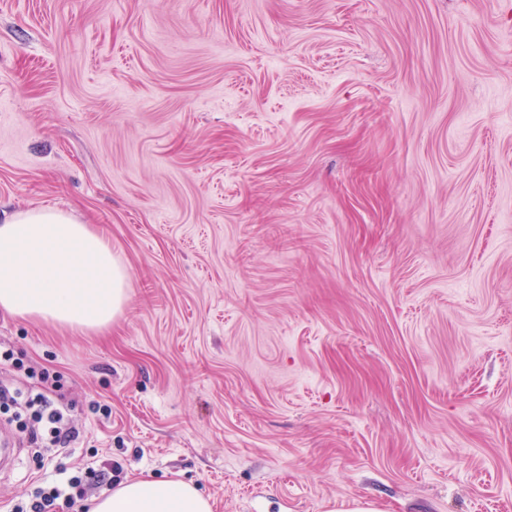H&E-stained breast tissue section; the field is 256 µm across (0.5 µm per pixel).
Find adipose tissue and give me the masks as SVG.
Instances as JSON below:
<instances>
[{"label": "adipose tissue", "instance_id": "ef3b65f1", "mask_svg": "<svg viewBox=\"0 0 512 512\" xmlns=\"http://www.w3.org/2000/svg\"><path fill=\"white\" fill-rule=\"evenodd\" d=\"M128 271L111 240L70 214L19 210L0 218V311L85 331L106 327L127 301ZM90 512H212L181 480L150 476L93 499Z\"/></svg>", "mask_w": 512, "mask_h": 512}]
</instances>
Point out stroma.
Returning a JSON list of instances; mask_svg holds the SVG:
<instances>
[{"instance_id":"stroma-1","label":"stroma","mask_w":512,"mask_h":512,"mask_svg":"<svg viewBox=\"0 0 512 512\" xmlns=\"http://www.w3.org/2000/svg\"><path fill=\"white\" fill-rule=\"evenodd\" d=\"M43 207L128 301L0 313L80 431L0 512L111 462L212 512H512V0H0V212Z\"/></svg>"}]
</instances>
